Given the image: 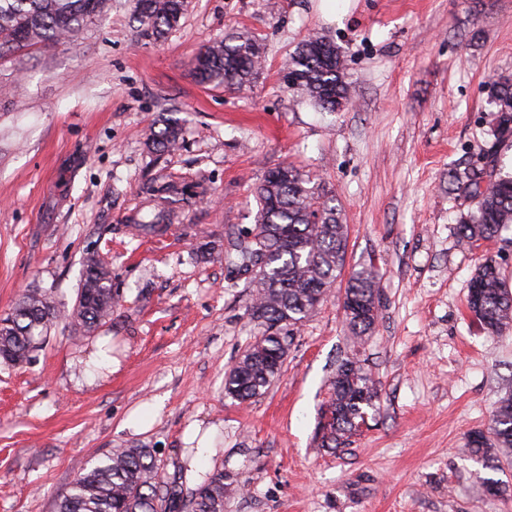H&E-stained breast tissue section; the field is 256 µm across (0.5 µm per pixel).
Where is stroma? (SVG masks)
Returning a JSON list of instances; mask_svg holds the SVG:
<instances>
[{
  "instance_id": "stroma-1",
  "label": "stroma",
  "mask_w": 512,
  "mask_h": 512,
  "mask_svg": "<svg viewBox=\"0 0 512 512\" xmlns=\"http://www.w3.org/2000/svg\"><path fill=\"white\" fill-rule=\"evenodd\" d=\"M188 0L177 30L142 39L134 0H108L74 41L0 57V317L39 288L72 310L97 250L119 302L94 333L55 326L23 368L0 364V512H54L81 462L153 449L165 481L219 466L242 481L224 512H512V457L465 450L512 390V327L490 334L467 308L482 255L512 289V231L458 239L466 202L451 169L494 145L492 80L512 75V0ZM264 49L250 90L199 84L202 46L230 31ZM345 52L352 96L322 112L283 91L298 42ZM177 110V150L146 142ZM309 173L349 227L346 271L371 269L379 317L361 344L330 295L295 334L261 397L224 395V375L258 329L248 272L224 254L255 222L271 168ZM174 185L183 198L160 187ZM168 211L170 226L138 225ZM357 358L379 398L351 444L322 447L321 408L340 362ZM153 414L142 432L131 414ZM209 434L198 455L184 435Z\"/></svg>"
}]
</instances>
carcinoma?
<instances>
[{
  "label": "carcinoma",
  "mask_w": 512,
  "mask_h": 512,
  "mask_svg": "<svg viewBox=\"0 0 512 512\" xmlns=\"http://www.w3.org/2000/svg\"><path fill=\"white\" fill-rule=\"evenodd\" d=\"M107 0H0V55L34 46L58 43L82 33L98 18ZM186 0H136L138 33L159 40L179 26ZM260 64L258 42L242 34L226 35L199 49L191 60L201 84L241 92L251 87ZM283 79L286 91L300 90L323 112H338L348 102L343 51L324 36L310 35L290 54ZM490 104L496 114L497 140L512 138V76L493 82ZM182 126L173 117L151 134L156 152L176 149ZM458 194L472 199L460 216L459 241L474 245L492 241L512 228V175L503 176L496 160L487 169H466L452 175ZM259 202L256 223L236 237L229 262L254 271L251 320L261 329L239 361L224 376V394L240 402L262 396L281 371L294 329L328 296L341 274L348 227L336 206L320 201L309 176L291 165L264 172L256 185ZM380 289L368 268L353 271L344 303L361 312L346 319L352 335L361 339L376 325ZM116 293L112 272L99 253H85L77 297L69 319L85 331L112 314ZM467 306L474 318L494 334L512 323V292L491 257L482 259L471 283ZM50 297L36 290L19 295L12 312L0 319V363L30 364L58 321ZM378 399L375 381L354 360H347L330 380V397L322 410L321 446L338 448L366 421V409ZM490 435L477 432L467 452L494 464L512 453V392L505 395L490 421ZM241 481L214 469L194 487L185 489L161 479L152 451L145 447L116 448L108 455L82 463L55 512H224V499Z\"/></svg>",
  "instance_id": "obj_1"
}]
</instances>
